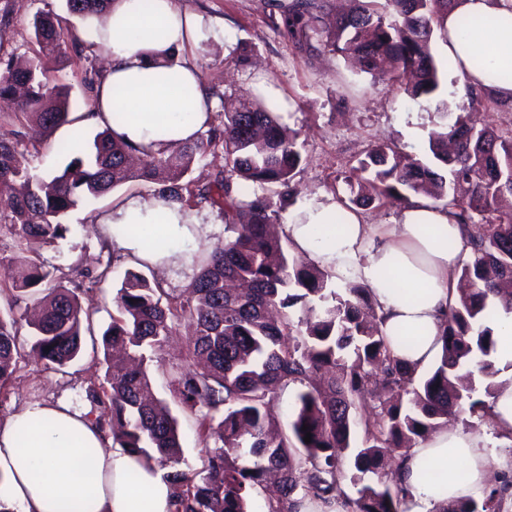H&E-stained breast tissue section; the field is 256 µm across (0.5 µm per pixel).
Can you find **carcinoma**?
<instances>
[{"mask_svg":"<svg viewBox=\"0 0 512 512\" xmlns=\"http://www.w3.org/2000/svg\"><path fill=\"white\" fill-rule=\"evenodd\" d=\"M70 12L99 14L112 0H66ZM455 0H355L356 7L323 27L331 0H291L270 23L301 48L317 42L352 59L373 83H391L414 99L440 89L433 43L443 37ZM38 49L26 63L0 58V100L11 101L31 136L79 122L71 117L70 93L43 80L48 69L82 53L77 33L64 32L49 13L33 22ZM500 105L469 91L456 112L430 132L427 163L389 145H376L346 179L344 208L375 201L407 206L424 195L457 217L470 246L459 280L468 284L449 301L440 358L427 372L404 366L381 329L368 288L350 278L339 282L325 269L292 254L288 238L273 232L291 200V183L302 162L299 132L253 100L224 107L222 127H212L177 151L143 152L142 166L127 161L132 147L111 127L93 141L83 129L58 145L70 158L51 182L31 173L18 149L16 131L0 132V182L17 186L8 222L15 256L0 267L13 290L35 298L38 317L29 322L30 353L59 368L83 351V330L93 312L82 307L80 281L52 283L51 272L28 254L30 241L66 238L62 218L83 203L132 181L152 188L166 205L191 209L199 197L224 210V248L193 257L196 272L182 289L167 290L134 270L125 272L113 297L115 314L102 334L103 358L112 366L109 394L90 387L91 403L106 405L96 426L113 444L170 468L173 512H251L254 494L268 482L277 494L266 512H302L311 502L321 512H404L408 490L397 471L410 449L467 411L492 422L491 404L500 372L493 359L498 307L512 312V212L498 208L512 195V136L478 128L467 113ZM222 146L224 168L203 186L188 179L197 156ZM190 325L181 357L171 363L173 401L198 421L208 448L201 479L178 469L177 418L155 396L144 362L162 350L175 323ZM19 318L0 316V384L13 375L22 354ZM303 386L288 422L274 432L268 406L278 391ZM308 430H303V426ZM311 433V442L304 441ZM356 475V496L343 486L346 459ZM372 473L376 480L364 482ZM502 495L486 493L482 504L459 512H501Z\"/></svg>","mask_w":512,"mask_h":512,"instance_id":"obj_1","label":"carcinoma"}]
</instances>
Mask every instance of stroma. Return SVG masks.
<instances>
[{
	"label": "stroma",
	"instance_id": "35a3bbf8",
	"mask_svg": "<svg viewBox=\"0 0 512 512\" xmlns=\"http://www.w3.org/2000/svg\"><path fill=\"white\" fill-rule=\"evenodd\" d=\"M278 0H182L187 10L210 15L224 24V35L201 43L197 57L207 89L223 94L224 100L260 98L275 109L281 123L301 133V171L295 179L293 208L310 203L336 206L337 193L345 189L358 158L377 144L395 145L400 152L423 157L428 136L436 129L438 101L455 105L458 80L440 70L441 89L437 100L412 99L398 86L373 83L370 76L353 74L342 58L324 51H309L292 44L287 35L275 31L271 14ZM9 12L10 22L0 29V57H23L34 47L32 20L35 13L56 14L62 28L79 26L68 12L65 0H0V13ZM103 50L85 49L82 57L64 61L48 74L52 83L71 86L72 110L86 113L91 94L84 84L88 70L104 72ZM68 127L57 128L47 138H24L19 145L33 173L49 179L61 173L67 163L55 146L68 135ZM112 207L111 196L78 207L65 218L70 226L66 239L53 244L34 243L33 248L52 276L69 283L78 272L110 264V277L98 287L86 290L83 306L95 309L94 333L102 335L113 311L112 299L127 269L114 260L108 238L97 214ZM18 343L24 360L11 380L0 390V420L33 402L63 403L76 411L98 416L100 409L85 396L88 386H108L104 369L91 366L92 350L65 370L29 358L28 329H20ZM454 426L475 430L489 439L488 488L503 489V512H512V486H504L499 465L501 457L512 455V442L502 439L495 427L470 423L467 414L453 418Z\"/></svg>",
	"mask_w": 512,
	"mask_h": 512
}]
</instances>
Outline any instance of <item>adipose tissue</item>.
Here are the masks:
<instances>
[{"instance_id":"ef3b65f1","label":"adipose tissue","mask_w":512,"mask_h":512,"mask_svg":"<svg viewBox=\"0 0 512 512\" xmlns=\"http://www.w3.org/2000/svg\"><path fill=\"white\" fill-rule=\"evenodd\" d=\"M490 22L488 33L464 34L462 18ZM450 74L459 94L478 88L512 103V0H456L444 23ZM85 29L93 46L108 55L107 72L91 97L90 123L112 126L140 149L195 140L206 128L207 89L196 50L223 32L208 16L183 10L179 0H114L108 13L91 16ZM124 122H115V113ZM334 210L309 205L290 215L284 230L294 251L333 276L372 288L394 339V352L409 367H429L440 355L446 304L457 291L462 231L447 211L415 202L394 224H365L344 213L345 230L332 224ZM96 221L129 263L164 265L181 257V246L208 232L211 216L165 206L137 196L114 200ZM143 233L131 232V225ZM163 241L147 250L144 233ZM408 338L409 346L399 345ZM483 435L446 427L410 452L400 472L408 488L406 512H436L439 506L475 497L487 479ZM168 470L109 444L87 414L57 404L31 403L0 422V512H170L174 487Z\"/></svg>"}]
</instances>
